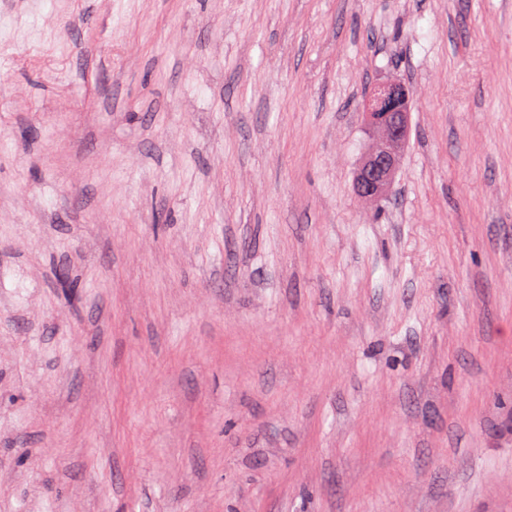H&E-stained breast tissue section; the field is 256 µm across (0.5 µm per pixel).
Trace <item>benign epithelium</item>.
Segmentation results:
<instances>
[{"instance_id": "benign-epithelium-1", "label": "benign epithelium", "mask_w": 512, "mask_h": 512, "mask_svg": "<svg viewBox=\"0 0 512 512\" xmlns=\"http://www.w3.org/2000/svg\"><path fill=\"white\" fill-rule=\"evenodd\" d=\"M406 86L395 83L380 84L366 102V117L380 126L385 134L384 145L373 150L356 179L358 194L378 197L386 190L398 164L395 147L406 137L408 116Z\"/></svg>"}]
</instances>
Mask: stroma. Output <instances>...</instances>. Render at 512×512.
I'll return each mask as SVG.
<instances>
[{
    "label": "stroma",
    "mask_w": 512,
    "mask_h": 512,
    "mask_svg": "<svg viewBox=\"0 0 512 512\" xmlns=\"http://www.w3.org/2000/svg\"><path fill=\"white\" fill-rule=\"evenodd\" d=\"M0 24V512H512V0ZM409 90V108L406 102ZM395 83L380 84L366 102V117L380 126L385 134L384 145L370 153L369 159L356 179L361 196L378 197L386 190L398 164L395 147L406 137L412 91Z\"/></svg>",
    "instance_id": "stroma-1"
}]
</instances>
